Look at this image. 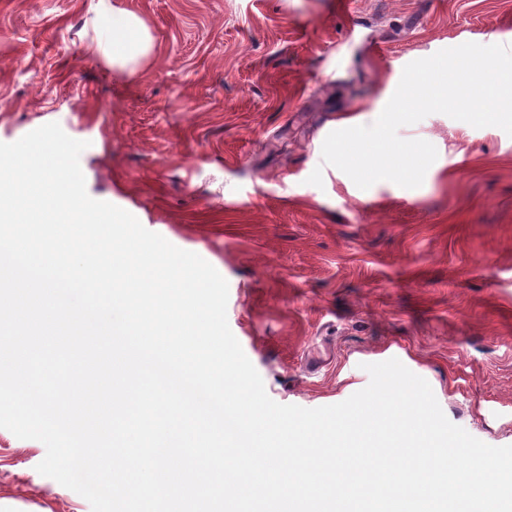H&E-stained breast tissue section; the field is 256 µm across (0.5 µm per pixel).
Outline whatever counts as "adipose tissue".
Instances as JSON below:
<instances>
[{
    "instance_id": "obj_1",
    "label": "adipose tissue",
    "mask_w": 512,
    "mask_h": 512,
    "mask_svg": "<svg viewBox=\"0 0 512 512\" xmlns=\"http://www.w3.org/2000/svg\"><path fill=\"white\" fill-rule=\"evenodd\" d=\"M89 13L96 53L111 62L119 75L135 76L154 48L144 21L134 13L117 9L110 0H92Z\"/></svg>"
}]
</instances>
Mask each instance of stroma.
Masks as SVG:
<instances>
[{"label": "stroma", "instance_id": "obj_1", "mask_svg": "<svg viewBox=\"0 0 512 512\" xmlns=\"http://www.w3.org/2000/svg\"><path fill=\"white\" fill-rule=\"evenodd\" d=\"M111 3L154 38L127 80L90 51L89 0H0V143L51 122L86 142L90 197L227 280L229 327L275 402H342L396 358L451 422L512 445V137L439 113L401 127L438 151L414 189L321 163L408 63L512 46V0ZM45 454L0 428V512H91L37 472Z\"/></svg>", "mask_w": 512, "mask_h": 512}]
</instances>
